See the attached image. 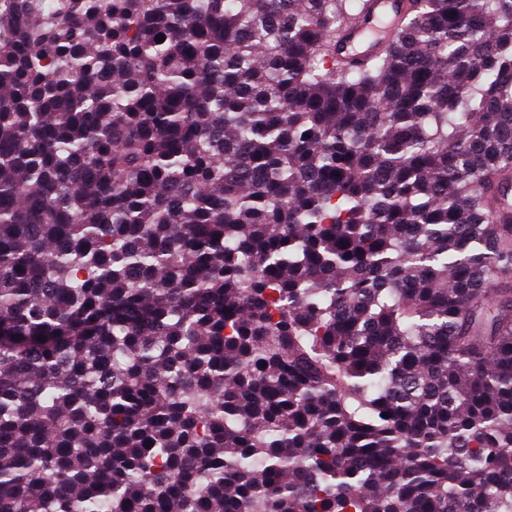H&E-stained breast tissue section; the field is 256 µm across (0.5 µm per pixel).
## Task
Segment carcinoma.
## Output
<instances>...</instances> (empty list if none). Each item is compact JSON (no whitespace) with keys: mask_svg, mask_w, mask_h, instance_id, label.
<instances>
[{"mask_svg":"<svg viewBox=\"0 0 512 512\" xmlns=\"http://www.w3.org/2000/svg\"><path fill=\"white\" fill-rule=\"evenodd\" d=\"M365 4L0 0V512H512V0ZM403 0H369L366 10L355 25L348 28L343 38L336 42V60H363L368 57L374 45L363 39V32L380 21L389 22L395 30L397 18L405 9Z\"/></svg>","mask_w":512,"mask_h":512,"instance_id":"carcinoma-1","label":"carcinoma"}]
</instances>
